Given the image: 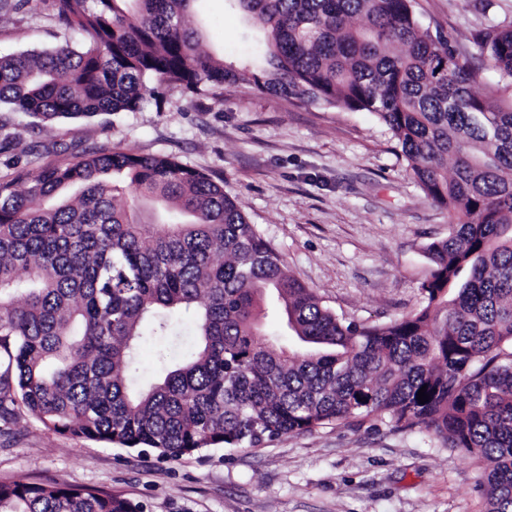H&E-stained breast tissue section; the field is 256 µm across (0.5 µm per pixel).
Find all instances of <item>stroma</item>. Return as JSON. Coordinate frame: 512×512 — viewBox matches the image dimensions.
<instances>
[{
    "mask_svg": "<svg viewBox=\"0 0 512 512\" xmlns=\"http://www.w3.org/2000/svg\"><path fill=\"white\" fill-rule=\"evenodd\" d=\"M425 27L445 35L480 71L483 94L498 76L473 41L489 24L512 26V0H416ZM203 51L225 61L264 45L227 0H197ZM78 35L37 0L0 14V56ZM0 176L29 175L82 152L121 149L168 155L222 184L288 271L339 317L382 324L410 314L431 263L426 249L448 236V212L416 184L395 141L368 112L292 102L255 87L222 99L168 91L163 107L65 119L45 126L0 105ZM193 334L181 314L173 336L146 342L136 386L158 380L159 350L179 356ZM485 464L421 431L388 424L326 425L258 448H211L165 460L156 454L47 431L24 408L0 419V483L99 488L144 512H485Z\"/></svg>",
    "mask_w": 512,
    "mask_h": 512,
    "instance_id": "obj_1",
    "label": "stroma"
}]
</instances>
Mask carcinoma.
<instances>
[{"label":"carcinoma","instance_id":"cac0c4a2","mask_svg":"<svg viewBox=\"0 0 512 512\" xmlns=\"http://www.w3.org/2000/svg\"><path fill=\"white\" fill-rule=\"evenodd\" d=\"M42 2L83 42L0 56V104L51 125L139 112L161 86L218 97L244 84L371 112L449 229L428 246L419 308L359 326L287 271L224 187L172 157L17 170L0 178V417L20 403L49 431L172 460L379 419L485 462L486 512H512V26L476 35L499 76L478 95L414 0H235L266 31V68L201 51L194 0ZM270 296L293 347L262 330ZM180 310L194 312V350L129 393L141 346ZM0 512L140 505L14 482L0 483Z\"/></svg>","mask_w":512,"mask_h":512}]
</instances>
